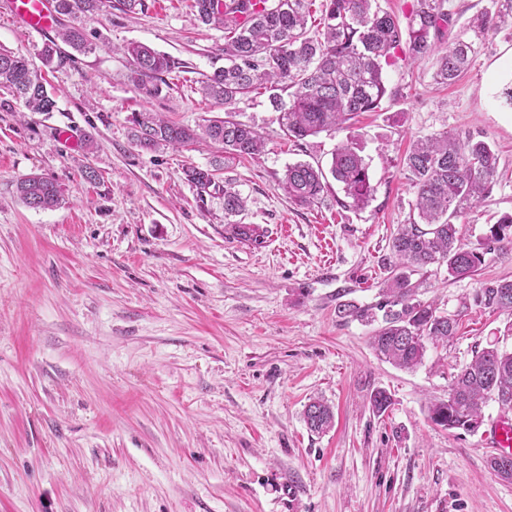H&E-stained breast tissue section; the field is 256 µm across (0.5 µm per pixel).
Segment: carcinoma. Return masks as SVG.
I'll return each instance as SVG.
<instances>
[{"mask_svg": "<svg viewBox=\"0 0 512 512\" xmlns=\"http://www.w3.org/2000/svg\"><path fill=\"white\" fill-rule=\"evenodd\" d=\"M225 0H194L197 20L224 29V66L203 81L202 92L216 103L229 107L262 87L293 90L285 103L271 96L280 112L288 137L296 142L326 130H346L361 112H374L387 93L383 77L386 65L414 63L436 57L433 78L438 84L454 83L471 65L474 39L502 24H512V0H493L496 10L475 15L467 27L447 45L442 38L452 26L448 0H413L402 23L383 9L378 0H322L324 32L307 28L313 0H236L235 15L224 11ZM103 0H52L59 24L57 39H48L38 52L44 68L51 71L93 50L86 21L97 14ZM131 68L129 81L150 97L162 93L163 75L175 61L143 43L126 46ZM0 92L23 102L29 112L55 111L56 100L48 84L29 58L20 52L0 49ZM131 140L145 151L162 146L184 147L199 137L224 146L236 157L253 158L265 151L263 137L250 125L225 117L210 118L195 128L174 124L158 112H133ZM405 176L415 190L418 220L402 225L390 244V276L384 300L376 306L382 321L372 336L378 356L407 369L423 363L426 343L446 342L456 330V320L437 313L432 303L416 298L420 284L414 273L433 264L446 267L451 278L473 275L484 261V253L467 246L455 224L478 203L494 180L498 155L484 136L469 130L442 132L414 140L403 159ZM330 173L342 184L354 207L364 206L371 185L364 158L353 143H340L332 153ZM185 179L199 193L220 189L215 170L190 166ZM326 176L308 163L287 167L283 189L295 204L310 206L322 199ZM19 198L35 210L51 209L63 201L59 186L39 176H27L16 185ZM512 215L490 228L486 250L508 241ZM233 237L258 243L257 228L237 224ZM476 301L493 310L512 311V279L481 283ZM340 318L353 317L366 323L376 321L373 308L351 303L337 307ZM493 401L504 411L512 410V351L496 345L477 352L473 361L456 374L448 399L433 404L430 420L446 429L469 431L483 422V408ZM377 415L391 406L385 390L371 394ZM304 419L316 434L329 430L334 421L332 407L322 399L307 404ZM488 466L500 478L512 480V461L499 456Z\"/></svg>", "mask_w": 512, "mask_h": 512, "instance_id": "obj_1", "label": "carcinoma"}]
</instances>
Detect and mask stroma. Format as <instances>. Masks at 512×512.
I'll return each mask as SVG.
<instances>
[{
    "mask_svg": "<svg viewBox=\"0 0 512 512\" xmlns=\"http://www.w3.org/2000/svg\"><path fill=\"white\" fill-rule=\"evenodd\" d=\"M143 3L88 20L95 50L46 75L54 112L0 108V512H512V481L487 464L497 403L473 432L428 415L477 351L512 350V311L474 301L481 282L512 278V247L466 278L429 267L417 297L458 325L416 369L376 355L374 325L336 314L383 298L389 243L415 214L402 167L413 140L466 129L496 150L491 189L461 220L469 247L512 215V28L489 31L449 86L430 58L385 67L380 109L345 132L290 141L268 90L251 92L233 110L265 139L252 160L205 141L132 144L134 112L189 126L224 114L200 90L224 64L223 30L199 23L193 0ZM130 42L176 61L159 97L127 81ZM348 139L368 203L345 205L334 182L295 205L288 165H328ZM192 165L218 167L220 190L199 195ZM28 174L57 183L64 204L25 206ZM225 186L245 202L236 214ZM233 224L258 226L261 244L230 238ZM378 389L392 398L381 416ZM318 397L335 415L322 435L303 415Z\"/></svg>",
    "mask_w": 512,
    "mask_h": 512,
    "instance_id": "35a3bbf8",
    "label": "stroma"
}]
</instances>
